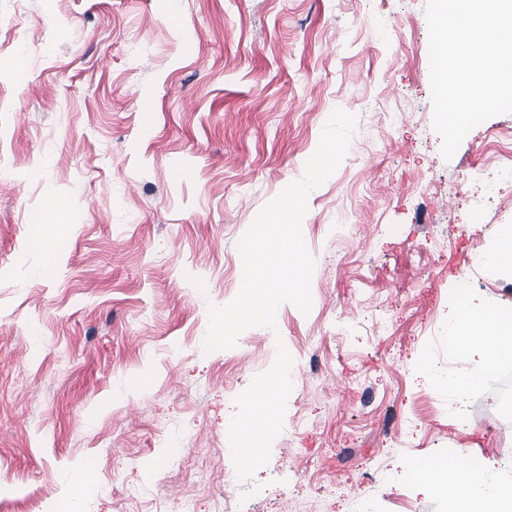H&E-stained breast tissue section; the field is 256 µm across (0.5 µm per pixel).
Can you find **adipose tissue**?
Returning a JSON list of instances; mask_svg holds the SVG:
<instances>
[{
	"mask_svg": "<svg viewBox=\"0 0 512 512\" xmlns=\"http://www.w3.org/2000/svg\"><path fill=\"white\" fill-rule=\"evenodd\" d=\"M447 344L450 351L462 350L474 357L473 372L447 375L427 365L424 375L448 393L477 385L512 359V308L495 312L476 303L471 295H462L448 318ZM424 480L447 497L448 512H512V479L492 470H470L446 478L430 473Z\"/></svg>",
	"mask_w": 512,
	"mask_h": 512,
	"instance_id": "ef3b65f1",
	"label": "adipose tissue"
}]
</instances>
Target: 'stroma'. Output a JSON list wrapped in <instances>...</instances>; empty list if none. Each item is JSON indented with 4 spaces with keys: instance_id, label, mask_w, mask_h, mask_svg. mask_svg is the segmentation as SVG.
Here are the masks:
<instances>
[{
    "instance_id": "obj_1",
    "label": "stroma",
    "mask_w": 512,
    "mask_h": 512,
    "mask_svg": "<svg viewBox=\"0 0 512 512\" xmlns=\"http://www.w3.org/2000/svg\"><path fill=\"white\" fill-rule=\"evenodd\" d=\"M426 5L0 0V512H183L187 496L196 512H448L410 461L512 467L496 374L459 414L422 374L473 366L446 343L461 278L512 305V280L474 261L512 225V114L443 157ZM337 109L356 126L308 196L311 310L282 304L225 361L203 346L208 306L237 296L239 240ZM56 202L66 234L32 231ZM338 307L357 322L344 338L327 332ZM280 342L300 368L283 430L218 504L235 399ZM183 424L194 443L171 452Z\"/></svg>"
}]
</instances>
